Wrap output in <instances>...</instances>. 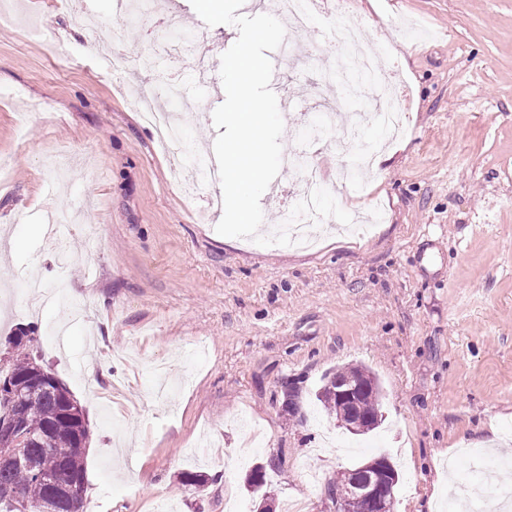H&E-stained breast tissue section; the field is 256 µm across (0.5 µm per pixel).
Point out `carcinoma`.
Returning a JSON list of instances; mask_svg holds the SVG:
<instances>
[{"mask_svg": "<svg viewBox=\"0 0 512 512\" xmlns=\"http://www.w3.org/2000/svg\"><path fill=\"white\" fill-rule=\"evenodd\" d=\"M26 336L14 339L15 351L10 367L17 374H24L33 369L35 358L26 348ZM375 375L363 366H350L327 373L320 390L315 392L316 400L325 412L334 417L350 415L349 408L336 402V399L322 394L328 384L338 380L353 379L360 381ZM71 397L67 388L43 390L16 407L11 400L0 398V417L14 411L21 414L23 422L35 439L29 443L27 457L31 468L23 469L15 464L10 456L3 452L7 442L0 439V504L12 506L10 512H23V506L29 505L36 512H41V504L47 502L55 512H79L70 510L68 501L61 500L50 486L40 481L37 473L44 475L63 474L85 487L86 468L83 449L87 439V423L84 415L76 421L63 417V401ZM382 389L380 383L360 399V415L374 417L373 423L367 425L364 433L378 427L381 421Z\"/></svg>", "mask_w": 512, "mask_h": 512, "instance_id": "obj_1", "label": "carcinoma"}]
</instances>
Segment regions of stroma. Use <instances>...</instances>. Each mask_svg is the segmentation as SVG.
Wrapping results in <instances>:
<instances>
[{
	"mask_svg": "<svg viewBox=\"0 0 512 512\" xmlns=\"http://www.w3.org/2000/svg\"><path fill=\"white\" fill-rule=\"evenodd\" d=\"M159 4L207 31L196 56L110 75L71 39L153 52L157 39L126 22L129 0H0V359L27 331L83 408L86 512H225L229 496L256 512L263 492L246 476L260 464L275 507L303 497L325 512L337 473L380 454L399 473L393 512H447L473 451L512 458V0H336L367 51L389 52L378 73L409 110L391 141L361 122V140L388 157L367 176L370 199L336 197L353 215L380 203L384 222L311 227L307 249L222 236L219 215L177 190L176 173L194 167L159 148L140 98L164 103L180 72L200 103L183 116L192 152L215 167L220 57L238 30L205 26L190 0ZM34 16L54 42L29 31ZM333 24L318 19L269 54L284 150L298 114L367 108L337 101L317 70L336 51ZM54 208L86 213L65 231L63 262L46 236ZM33 275L49 295L35 315L21 292ZM350 365L381 384L371 437L314 397ZM190 473L204 483L186 484Z\"/></svg>",
	"mask_w": 512,
	"mask_h": 512,
	"instance_id": "35a3bbf8",
	"label": "stroma"
}]
</instances>
